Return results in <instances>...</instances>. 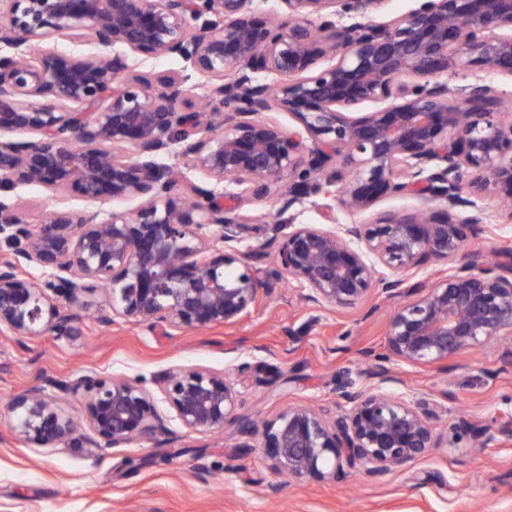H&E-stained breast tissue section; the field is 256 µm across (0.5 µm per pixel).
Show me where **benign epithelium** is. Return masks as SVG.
I'll use <instances>...</instances> for the list:
<instances>
[{
  "instance_id": "7a95c632",
  "label": "benign epithelium",
  "mask_w": 512,
  "mask_h": 512,
  "mask_svg": "<svg viewBox=\"0 0 512 512\" xmlns=\"http://www.w3.org/2000/svg\"><path fill=\"white\" fill-rule=\"evenodd\" d=\"M13 2L1 45L62 35L88 38L100 53L45 47L33 62L0 56V132L36 134L0 140V192L36 185L56 201L141 200L132 218L61 208L31 224L16 200L0 196V244L11 250L0 261V327L15 336H73L74 319L61 309L90 308L100 294V322L124 317L166 332L237 323L266 295L252 267L262 248H235L251 230L246 215L192 182L189 204L159 205L175 176L158 157L172 146L210 179L230 177L258 199L288 177L313 181L350 212L372 211L384 196L444 203L382 212L369 224L276 226L274 275L297 281L312 302L346 310L377 288L401 299L373 382H339L341 405L294 404L259 425L242 412L236 380L201 365L166 372L154 391L137 378L86 371L17 393V438L29 448H121L168 434L167 409L188 433L230 427L259 440L272 473L290 482L345 470L384 477L439 447L442 404L389 392L383 363L439 364L512 335V265L465 254L485 233L477 200H512V119L499 118L498 89L486 79L453 91L441 80L464 69L512 79V0H422L381 24L364 18L387 0H280L286 27L256 16L252 0ZM341 11L361 20L314 29L312 17ZM136 54L181 58L208 79L224 111L194 110L180 72L153 81L129 74ZM324 56L331 61L321 66ZM259 73L287 80L272 88ZM47 96L55 105L40 102ZM372 103L378 108L365 110ZM273 109L299 128L287 134L252 119ZM338 159L339 187L323 175ZM458 208L470 214L459 219ZM429 260L453 267L432 286L408 284ZM65 396L83 399L89 434ZM456 427L482 448L498 435L512 439V422L495 435L464 416Z\"/></svg>"
}]
</instances>
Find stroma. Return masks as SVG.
I'll use <instances>...</instances> for the list:
<instances>
[{
  "instance_id": "35a3bbf8",
  "label": "stroma",
  "mask_w": 512,
  "mask_h": 512,
  "mask_svg": "<svg viewBox=\"0 0 512 512\" xmlns=\"http://www.w3.org/2000/svg\"><path fill=\"white\" fill-rule=\"evenodd\" d=\"M225 206H240L258 229L239 250L265 244L254 266L269 297L234 325L164 335L143 322L104 324L93 311L74 309L75 336L19 337L0 331V512H512V441L474 447L453 429L457 415L498 427L512 420V364L494 339L448 363L390 362V392L432 394L446 411L436 422L441 445L426 458L383 479L357 473L327 481L291 483L279 494L260 451L241 437L174 428L162 441L126 448H29L13 431L10 400L45 377L65 379L86 370L153 384L176 366L202 365L236 376L241 364L255 373L241 384L244 409L274 420L291 404H333L344 377L358 378L365 351L385 350L387 318L395 302L376 290L348 311L308 301L292 279H277L274 220L285 224H364L372 213H351L334 197L282 181L275 195L236 203L240 186L216 185ZM485 234L466 249L479 261L512 257V223L497 221L498 206L484 203Z\"/></svg>"
}]
</instances>
